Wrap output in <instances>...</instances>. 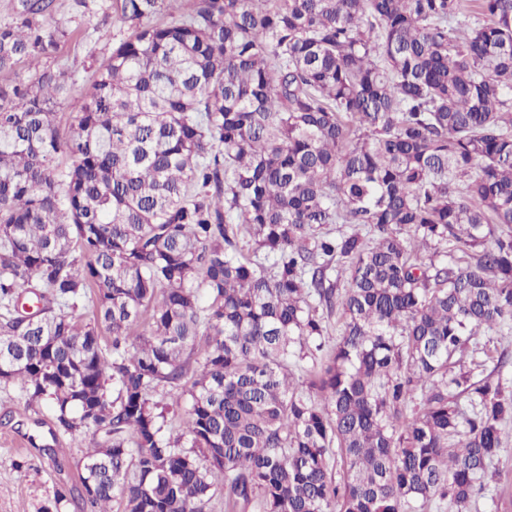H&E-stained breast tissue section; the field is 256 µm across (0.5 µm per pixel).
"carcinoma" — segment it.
<instances>
[{"label": "carcinoma", "instance_id": "carcinoma-1", "mask_svg": "<svg viewBox=\"0 0 512 512\" xmlns=\"http://www.w3.org/2000/svg\"><path fill=\"white\" fill-rule=\"evenodd\" d=\"M50 6L0 23L34 70L0 84V386L102 436L83 505L471 512L512 419L508 360L463 361L512 324V0H114L69 138Z\"/></svg>", "mask_w": 512, "mask_h": 512}]
</instances>
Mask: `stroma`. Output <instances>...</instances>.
Here are the masks:
<instances>
[{"label": "stroma", "mask_w": 512, "mask_h": 512, "mask_svg": "<svg viewBox=\"0 0 512 512\" xmlns=\"http://www.w3.org/2000/svg\"><path fill=\"white\" fill-rule=\"evenodd\" d=\"M47 24L68 31L59 50L43 68L63 72L76 93L90 90L98 65L124 38L126 26L115 16L112 0H53ZM494 459L497 475L488 480L472 512H512V421ZM97 442L92 432L56 433L47 404H27L14 386L0 388V512H86L74 502H58L79 484L88 448Z\"/></svg>", "instance_id": "stroma-1"}]
</instances>
